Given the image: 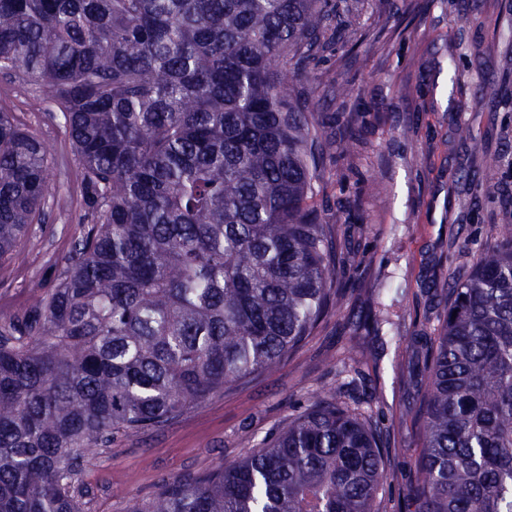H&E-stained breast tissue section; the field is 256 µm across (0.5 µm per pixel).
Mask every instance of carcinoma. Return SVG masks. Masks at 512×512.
I'll return each instance as SVG.
<instances>
[{
    "instance_id": "1",
    "label": "carcinoma",
    "mask_w": 512,
    "mask_h": 512,
    "mask_svg": "<svg viewBox=\"0 0 512 512\" xmlns=\"http://www.w3.org/2000/svg\"><path fill=\"white\" fill-rule=\"evenodd\" d=\"M351 0H0V70L54 94L95 220L60 286L0 318V512H82V459L279 366L345 298L313 196L311 59ZM0 112V258L50 189ZM413 512H512V227L425 353ZM377 428L335 393L128 512H380Z\"/></svg>"
}]
</instances>
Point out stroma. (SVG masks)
Returning <instances> with one entry per match:
<instances>
[{"mask_svg":"<svg viewBox=\"0 0 512 512\" xmlns=\"http://www.w3.org/2000/svg\"><path fill=\"white\" fill-rule=\"evenodd\" d=\"M487 80L494 95L477 90ZM307 92L309 111L338 138L313 203L349 257L341 307L278 368L90 453L83 512H127L162 479L238 460L329 389L372 412L386 449L385 510L408 512L428 388L424 344L439 331L451 284L512 225V0H360ZM0 110L54 158L40 223L17 255L0 259V316H13L61 284L92 218L50 89L0 72ZM349 112L361 118L346 154Z\"/></svg>","mask_w":512,"mask_h":512,"instance_id":"obj_1","label":"stroma"}]
</instances>
